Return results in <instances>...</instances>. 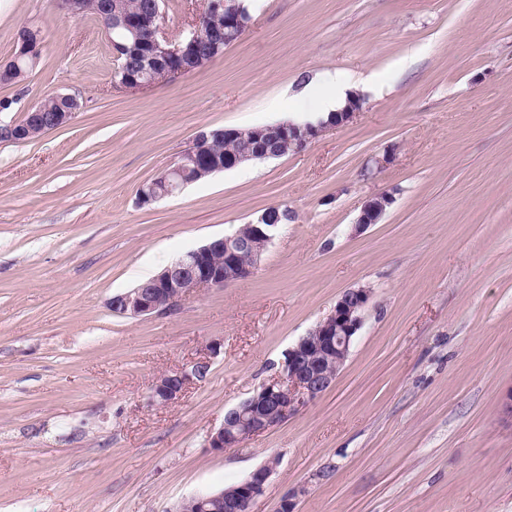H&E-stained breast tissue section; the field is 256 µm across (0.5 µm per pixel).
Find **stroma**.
I'll return each instance as SVG.
<instances>
[{"label": "stroma", "mask_w": 512, "mask_h": 512, "mask_svg": "<svg viewBox=\"0 0 512 512\" xmlns=\"http://www.w3.org/2000/svg\"><path fill=\"white\" fill-rule=\"evenodd\" d=\"M205 67L121 87L94 16L0 0V121L58 94L71 122L0 143V512H172L279 462L253 512H512V0H246ZM370 78L362 108L305 148L138 205L195 137L287 120L306 84ZM392 203L364 230V203ZM272 205L248 279L131 317L113 296ZM370 302L333 386L221 452L224 412L276 377L340 295ZM203 362L180 399L153 381Z\"/></svg>", "instance_id": "35a3bbf8"}]
</instances>
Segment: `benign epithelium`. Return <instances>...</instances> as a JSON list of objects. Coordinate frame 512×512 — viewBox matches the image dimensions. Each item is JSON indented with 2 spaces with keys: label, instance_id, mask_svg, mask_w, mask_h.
Segmentation results:
<instances>
[{
  "label": "benign epithelium",
  "instance_id": "benign-epithelium-1",
  "mask_svg": "<svg viewBox=\"0 0 512 512\" xmlns=\"http://www.w3.org/2000/svg\"><path fill=\"white\" fill-rule=\"evenodd\" d=\"M206 9L209 13L224 17V24L210 29L202 36L199 32V21L196 20L188 25L181 40L177 42L171 40L163 26L157 23V17L162 15L158 5L155 6L154 15L150 17L130 20L126 15L118 14L112 19V23L133 33L146 49L148 60L161 66L169 57L195 47L200 39L208 42L218 56L224 51V41L245 26L239 0H206ZM36 52L37 47L26 38V30H20L15 58L0 64V74L11 71L16 59L32 57ZM360 108L361 101L357 98L348 102L338 113V119L329 118L316 124H305L304 138L299 145L315 139L327 126L349 121ZM26 116L32 121V124L26 126V130H35L40 135L71 122L69 118L64 121L47 119L32 107L27 110ZM291 126L290 122L264 125L254 127L246 134L238 129L224 130L226 138L242 140L246 148L239 154L224 156L222 164L213 163L208 153L211 133H199L175 166L162 174L163 181L169 184L168 191L162 195L157 194L155 182L152 181L139 189L138 204H151L176 194L192 182L193 175L230 170L245 159L263 160L278 156V153L269 149V143L284 139ZM391 201L392 197L385 194L368 200L355 222V230H363L377 223ZM282 219L280 214L274 217L267 211L263 212L256 222L243 225L247 235L216 238L182 255L153 277L150 285L138 286L113 297L110 307L131 316L167 313L194 292L220 289L243 280L239 267L241 251L251 250L252 263L248 270L255 271L266 247L273 239L278 221ZM370 297L371 291L368 288L344 291L332 314L288 349L280 378L263 385L252 396L224 412L222 424L209 435V448L216 452H222L226 448H238L248 438L280 426L300 407L326 392L334 384L338 371L349 354L354 337L362 325V314ZM197 375L199 365L194 364L158 377L151 387L152 401L169 403L177 400ZM274 466L276 462L270 460L231 490L201 493L195 499L204 507L222 498L226 512H252L255 502L265 492Z\"/></svg>",
  "mask_w": 512,
  "mask_h": 512
}]
</instances>
